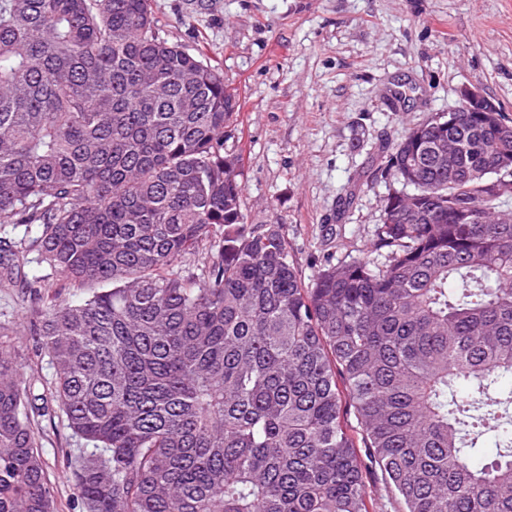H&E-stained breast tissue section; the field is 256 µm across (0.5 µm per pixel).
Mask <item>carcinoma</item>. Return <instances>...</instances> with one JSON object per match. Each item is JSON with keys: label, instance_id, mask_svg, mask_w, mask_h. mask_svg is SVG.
<instances>
[{"label": "carcinoma", "instance_id": "carcinoma-1", "mask_svg": "<svg viewBox=\"0 0 512 512\" xmlns=\"http://www.w3.org/2000/svg\"><path fill=\"white\" fill-rule=\"evenodd\" d=\"M150 0H0V281L29 253L87 287L33 324L42 402L0 341V512H55L34 419L65 416L84 512H370L355 408L405 512H512V163L501 118L432 115L396 145L367 258L307 286L242 210L219 68ZM216 253L185 276L182 255ZM344 388H339L336 377ZM496 456L472 457L486 436Z\"/></svg>", "mask_w": 512, "mask_h": 512}]
</instances>
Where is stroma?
Instances as JSON below:
<instances>
[{"instance_id":"stroma-1","label":"stroma","mask_w":512,"mask_h":512,"mask_svg":"<svg viewBox=\"0 0 512 512\" xmlns=\"http://www.w3.org/2000/svg\"><path fill=\"white\" fill-rule=\"evenodd\" d=\"M159 37L224 74L239 104L224 150L239 157L253 229L280 225L304 284L372 249L396 182L390 152L409 127L480 91L512 121V0H151ZM48 285L32 297L0 285V332L36 393L54 369L36 346L38 309L85 289L30 264ZM55 512H83L71 464L84 446L64 417L39 418Z\"/></svg>"}]
</instances>
